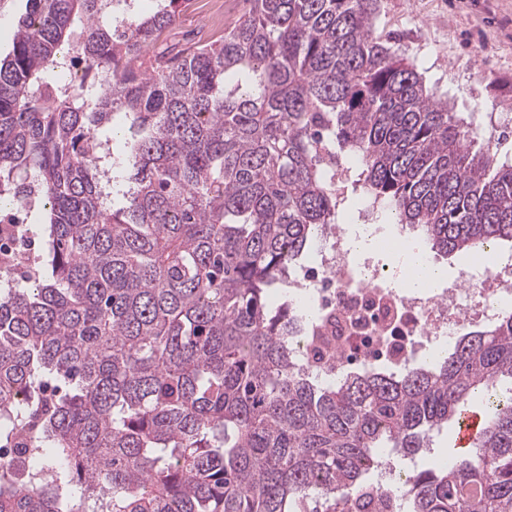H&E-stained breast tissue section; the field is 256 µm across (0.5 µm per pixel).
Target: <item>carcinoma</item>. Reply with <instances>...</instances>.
<instances>
[{
  "instance_id": "carcinoma-1",
  "label": "carcinoma",
  "mask_w": 512,
  "mask_h": 512,
  "mask_svg": "<svg viewBox=\"0 0 512 512\" xmlns=\"http://www.w3.org/2000/svg\"><path fill=\"white\" fill-rule=\"evenodd\" d=\"M0 60V512H346L378 449L412 458L484 395L407 512H512V311L429 365L336 384L272 308L342 218L336 161L433 252L512 243V164L374 34L377 0H249L169 44L183 0H28ZM84 64L68 74L59 55ZM483 423V414L470 407L461 410L456 422L454 447L459 455L463 454L479 433Z\"/></svg>"
}]
</instances>
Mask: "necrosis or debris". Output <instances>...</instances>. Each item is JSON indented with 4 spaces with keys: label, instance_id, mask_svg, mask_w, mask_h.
Masks as SVG:
<instances>
[{
    "label": "necrosis or debris",
    "instance_id": "1",
    "mask_svg": "<svg viewBox=\"0 0 512 512\" xmlns=\"http://www.w3.org/2000/svg\"><path fill=\"white\" fill-rule=\"evenodd\" d=\"M286 290L313 312L295 339L297 368L337 380L432 354L463 325L493 324L502 302L512 300V256L476 263L448 287L418 296L378 278L370 258L353 254L345 225L336 224L296 264Z\"/></svg>",
    "mask_w": 512,
    "mask_h": 512
}]
</instances>
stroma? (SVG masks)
Masks as SVG:
<instances>
[{"label":"stroma","mask_w":512,"mask_h":512,"mask_svg":"<svg viewBox=\"0 0 512 512\" xmlns=\"http://www.w3.org/2000/svg\"><path fill=\"white\" fill-rule=\"evenodd\" d=\"M224 10L225 26L248 0H187L171 41L197 40L202 15ZM374 27L395 37L427 87L512 163V0H379Z\"/></svg>","instance_id":"1"}]
</instances>
